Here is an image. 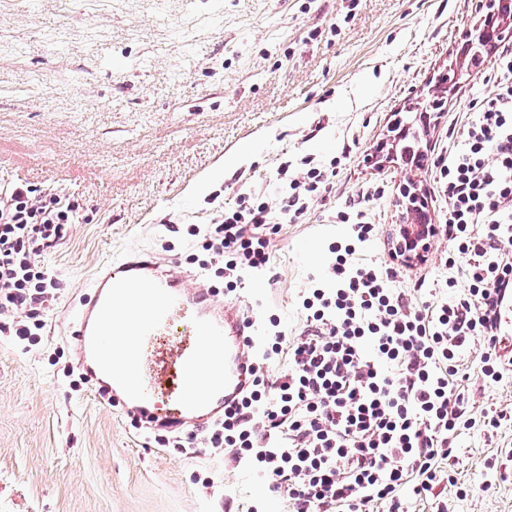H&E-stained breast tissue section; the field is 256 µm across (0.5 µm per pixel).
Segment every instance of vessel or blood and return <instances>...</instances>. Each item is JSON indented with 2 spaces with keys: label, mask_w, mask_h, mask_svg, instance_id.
<instances>
[{
  "label": "vessel or blood",
  "mask_w": 512,
  "mask_h": 512,
  "mask_svg": "<svg viewBox=\"0 0 512 512\" xmlns=\"http://www.w3.org/2000/svg\"><path fill=\"white\" fill-rule=\"evenodd\" d=\"M126 287L115 294V283ZM79 366L97 393L142 431L195 435L252 382L254 329L196 274L130 251L100 266L72 319ZM199 390L190 383L200 370Z\"/></svg>",
  "instance_id": "vessel-or-blood-1"
}]
</instances>
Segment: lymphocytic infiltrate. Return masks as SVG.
<instances>
[{"mask_svg":"<svg viewBox=\"0 0 512 512\" xmlns=\"http://www.w3.org/2000/svg\"><path fill=\"white\" fill-rule=\"evenodd\" d=\"M479 77L493 94L475 102L438 158L444 265L466 288L451 277L397 287L393 266L360 257L375 225L362 211L337 212L351 233L329 244L325 280L300 291L302 328L290 335L269 317L248 392L207 430L208 447L248 463L290 512H408L407 496L454 485L458 434L507 418L493 404L473 415L468 381L474 370L495 383L512 371L495 330L498 302L512 294V51ZM327 180L326 169H302L282 180L277 205L250 194L193 228L200 269L229 293L265 272L273 235L299 221ZM79 219L72 199L38 198L22 184L0 194V334L36 342L55 285L36 258ZM477 338L484 348L474 357Z\"/></svg>","mask_w":512,"mask_h":512,"instance_id":"1","label":"lymphocytic infiltrate"}]
</instances>
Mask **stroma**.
I'll list each match as a JSON object with an SVG mask.
<instances>
[{
    "mask_svg": "<svg viewBox=\"0 0 512 512\" xmlns=\"http://www.w3.org/2000/svg\"><path fill=\"white\" fill-rule=\"evenodd\" d=\"M475 0H0V192L25 183L73 198L81 219L38 258L57 282L36 344L0 335V512H289L228 454L165 447L82 381L65 311L99 265L141 249L186 266L206 225L239 196L275 197L281 162L335 164L327 190L274 235L269 270L229 301L297 332V294L360 204L388 259L400 186L414 178L433 224L448 205L431 160L473 100L460 83L420 137L428 163L398 160L390 130L445 71ZM448 239L399 265L402 286L438 279ZM474 411L512 415V373L469 380ZM458 484L491 488L454 512H512V418L455 440ZM211 488H204V481Z\"/></svg>",
    "mask_w": 512,
    "mask_h": 512,
    "instance_id": "1",
    "label": "stroma"
}]
</instances>
